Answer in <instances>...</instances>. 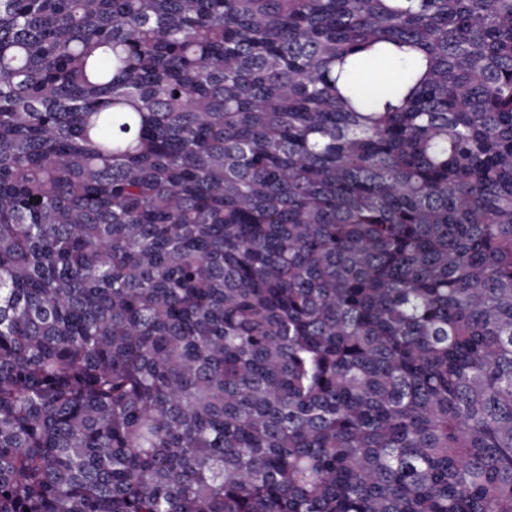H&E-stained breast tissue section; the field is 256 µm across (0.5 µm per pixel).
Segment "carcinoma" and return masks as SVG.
<instances>
[{"mask_svg": "<svg viewBox=\"0 0 512 512\" xmlns=\"http://www.w3.org/2000/svg\"><path fill=\"white\" fill-rule=\"evenodd\" d=\"M0 512H512V0H0Z\"/></svg>", "mask_w": 512, "mask_h": 512, "instance_id": "cac0c4a2", "label": "carcinoma"}]
</instances>
